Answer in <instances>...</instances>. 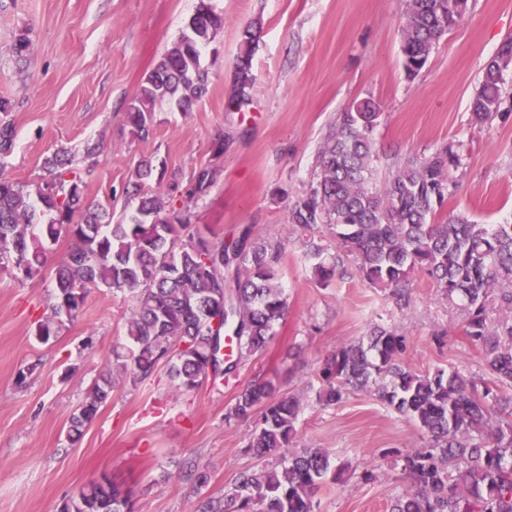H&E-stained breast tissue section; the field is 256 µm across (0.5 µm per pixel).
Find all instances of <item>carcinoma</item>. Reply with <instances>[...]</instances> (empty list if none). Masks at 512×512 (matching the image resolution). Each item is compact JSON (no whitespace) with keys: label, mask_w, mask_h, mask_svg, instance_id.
<instances>
[{"label":"carcinoma","mask_w":512,"mask_h":512,"mask_svg":"<svg viewBox=\"0 0 512 512\" xmlns=\"http://www.w3.org/2000/svg\"><path fill=\"white\" fill-rule=\"evenodd\" d=\"M400 36L403 67L415 77L431 51L456 24L455 0H404ZM224 29V16L210 0H198L184 31L143 79L128 103L126 119L140 140L153 135L156 106L187 111L209 91L203 48ZM257 32L243 31L229 105L251 94V61ZM512 66V38L484 68L470 102L471 119L503 116V71ZM379 105L353 101L330 130L317 157L307 193L288 205L287 234L301 239L316 281L327 286L353 268L368 283L392 290L398 308L410 304L412 277L425 272L443 297L465 303L464 332L485 352L490 384L478 385L456 372H417L404 363L405 337L375 324L366 338L344 344L320 369L317 400L338 403L349 390L371 389L377 399L425 431L430 442L403 457L414 490L391 512H512V398L494 390L512 387V224H477L445 212L465 166L460 147L449 143L431 157L408 158L378 179L374 134ZM15 131L0 120V157L13 149ZM59 151L46 158L35 190L0 176V271L15 279L41 272L61 234L73 247L54 269L56 292L50 314L36 335L56 337L63 319L81 311L87 290L110 288L134 298L127 319L131 348L114 353L112 365L90 388L71 418L78 439L120 380H143L161 361L179 392L217 378L225 341L237 360L264 350L288 308L279 276L280 243L264 241L250 226L227 244L189 232L183 209L152 186L165 177V161L140 160L128 184L130 212L112 223L109 205L85 200L86 176L68 168ZM216 170L201 167L191 177V195L209 193ZM324 226L336 240V255L324 257L314 229ZM24 265L26 275H16ZM496 302L509 318L496 330L488 307ZM298 396L285 395L271 380L255 379L236 396L227 414L262 415L248 448L274 463L243 472L223 499L207 498L196 512H317L316 492L331 470L319 448H298ZM60 512H132L128 495L107 479L78 488Z\"/></svg>","instance_id":"1"}]
</instances>
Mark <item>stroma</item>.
<instances>
[{
	"mask_svg": "<svg viewBox=\"0 0 512 512\" xmlns=\"http://www.w3.org/2000/svg\"><path fill=\"white\" fill-rule=\"evenodd\" d=\"M198 0H0V119L16 130L0 174L33 183L47 155L63 149L74 171L88 173L91 203H111L120 221L124 189L141 158L166 161L190 187L208 165L217 177L208 195L186 198L191 229L236 237L251 225L281 242L280 275L288 310L266 350L239 364L229 379L179 393L167 364L145 380L120 381L79 441L70 419L89 388L126 352L130 295L90 289L77 318L40 342L56 265L72 242L61 236L41 273L18 281L0 273V512H59L79 487L108 474L134 512H195L201 498L223 497L240 473L262 466L248 451L258 416L227 419L236 394L254 378L301 398L297 445L321 448L336 468L316 498L318 512H389L410 490L400 455L427 436L370 390H352L321 406L320 369L337 347L359 341L376 324L406 337L404 361L419 372L455 371L486 382L484 351L468 340L463 304L444 298L416 274L410 305L358 273L319 285L297 237L286 236L288 205L312 179L330 127L353 101L381 106L376 166L430 157L460 145L465 169L447 210L481 224L512 222V69L504 75L503 116L470 119V102L487 62L512 37V0H468L464 19L434 47L413 78L402 63V0H211L224 28L202 52L208 94L188 113L158 107L149 140L136 138L124 112L146 74L182 33ZM259 23L252 58V102L228 109L241 33ZM26 52L17 53L19 38ZM224 138V153L211 143ZM97 153L87 156L88 145ZM37 364L26 387L19 368ZM208 476L195 488L190 469Z\"/></svg>",
	"mask_w": 512,
	"mask_h": 512,
	"instance_id": "stroma-1",
	"label": "stroma"
}]
</instances>
